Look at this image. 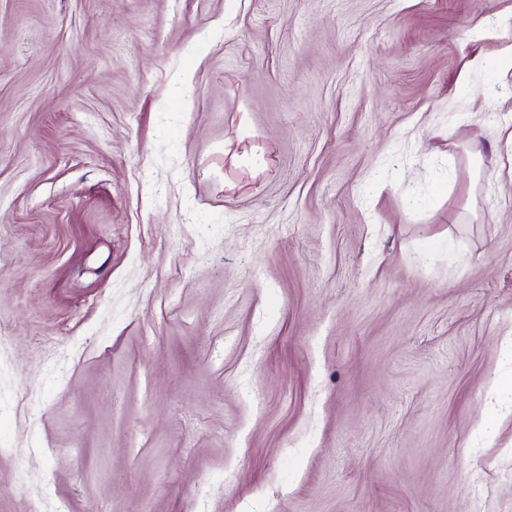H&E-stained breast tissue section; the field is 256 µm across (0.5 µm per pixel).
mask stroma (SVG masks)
I'll list each match as a JSON object with an SVG mask.
<instances>
[{"label": "stroma", "mask_w": 512, "mask_h": 512, "mask_svg": "<svg viewBox=\"0 0 512 512\" xmlns=\"http://www.w3.org/2000/svg\"><path fill=\"white\" fill-rule=\"evenodd\" d=\"M512 0H0V512H512Z\"/></svg>", "instance_id": "35a3bbf8"}]
</instances>
